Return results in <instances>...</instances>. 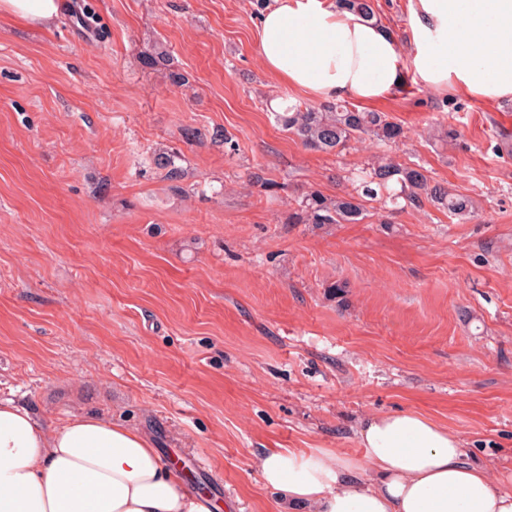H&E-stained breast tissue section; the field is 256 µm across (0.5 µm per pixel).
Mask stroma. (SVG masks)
<instances>
[{"label":"stroma","mask_w":512,"mask_h":512,"mask_svg":"<svg viewBox=\"0 0 512 512\" xmlns=\"http://www.w3.org/2000/svg\"><path fill=\"white\" fill-rule=\"evenodd\" d=\"M64 2L46 29L0 18V395L145 433L219 512H277L265 452L357 456L400 411L512 492V112L406 78L369 109L474 216L292 224L377 147L277 124L310 99L263 69L264 0Z\"/></svg>","instance_id":"1"}]
</instances>
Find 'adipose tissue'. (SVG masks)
Segmentation results:
<instances>
[{
    "label": "adipose tissue",
    "mask_w": 512,
    "mask_h": 512,
    "mask_svg": "<svg viewBox=\"0 0 512 512\" xmlns=\"http://www.w3.org/2000/svg\"><path fill=\"white\" fill-rule=\"evenodd\" d=\"M58 0H0L38 27ZM400 39L337 0H271L257 51L277 82L314 100L371 103L405 74L433 92L512 100V0H409ZM361 456L272 450L259 463L278 512H512V492L466 460L462 440L413 412L367 418ZM139 431L96 414L43 424L0 397V512H215Z\"/></svg>",
    "instance_id": "1"
}]
</instances>
